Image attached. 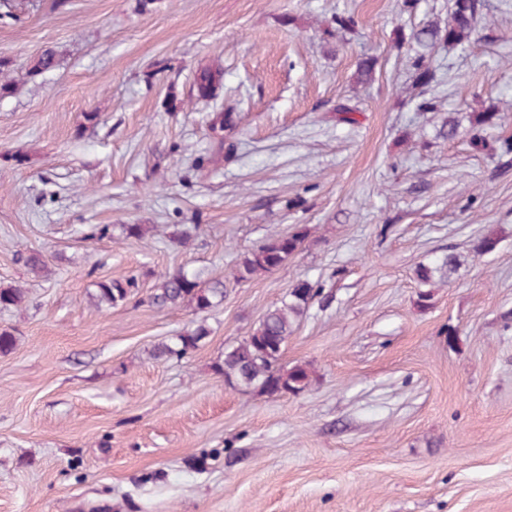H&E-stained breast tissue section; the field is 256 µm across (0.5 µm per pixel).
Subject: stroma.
I'll list each match as a JSON object with an SVG mask.
<instances>
[{
  "instance_id": "35a3bbf8",
  "label": "stroma",
  "mask_w": 512,
  "mask_h": 512,
  "mask_svg": "<svg viewBox=\"0 0 512 512\" xmlns=\"http://www.w3.org/2000/svg\"><path fill=\"white\" fill-rule=\"evenodd\" d=\"M11 2L0 287L27 301L0 309L17 340L0 354V512H512V167L439 136L448 113L495 107L487 137H512V0L440 48L431 112L394 38L446 23L448 0ZM203 70L222 75L206 97ZM303 227L286 265L215 307L150 302L166 274L223 277ZM447 257L423 286L417 267ZM132 274L126 303L96 307L97 282ZM303 280L323 290L282 361L310 387H229L215 362ZM200 325L186 357H152Z\"/></svg>"
}]
</instances>
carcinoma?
<instances>
[{
    "label": "carcinoma",
    "mask_w": 512,
    "mask_h": 512,
    "mask_svg": "<svg viewBox=\"0 0 512 512\" xmlns=\"http://www.w3.org/2000/svg\"><path fill=\"white\" fill-rule=\"evenodd\" d=\"M485 0H449L448 22L440 27L426 24L400 39L414 49L412 66L417 85L426 89L433 82L431 58L435 49L444 44L463 45L486 24ZM498 118L495 112H472L468 115L469 147L478 154L491 153L503 167L512 166V141L490 144L482 135L485 127ZM307 236L301 228L293 232H274L261 244L244 254L235 265L230 278L202 281L195 274L183 270L163 277L151 295L152 303L163 307H189L206 310L224 300L227 282H248L286 264L300 249ZM450 265L444 260L436 266L421 265L417 277L421 283H432L435 274ZM138 287L134 275L124 279H111L97 283L93 295L99 306H113L126 301ZM322 292V286L310 281L296 284L281 301V305L268 310L253 331L236 345L224 351V358L214 366L215 373L234 387L266 394L298 393L312 381V372L303 365L288 368L280 364V357L293 334L296 320L303 316L312 299ZM26 301L21 288H0V308L19 307ZM207 330L199 326L156 345L155 358L181 359L195 350L206 337Z\"/></svg>",
    "instance_id": "1"
}]
</instances>
